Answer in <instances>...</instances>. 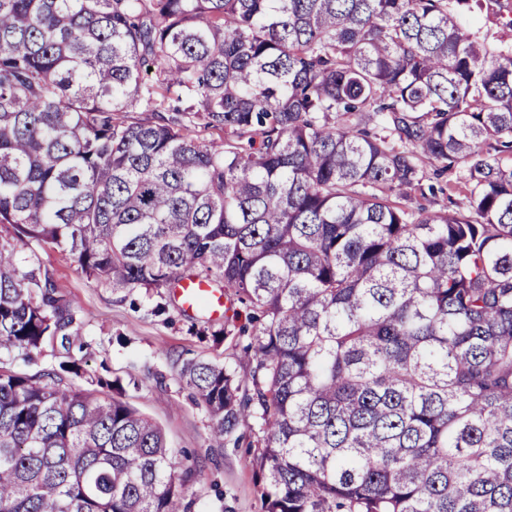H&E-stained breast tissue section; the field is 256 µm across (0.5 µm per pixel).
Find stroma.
Segmentation results:
<instances>
[{
  "instance_id": "35a3bbf8",
  "label": "stroma",
  "mask_w": 512,
  "mask_h": 512,
  "mask_svg": "<svg viewBox=\"0 0 512 512\" xmlns=\"http://www.w3.org/2000/svg\"><path fill=\"white\" fill-rule=\"evenodd\" d=\"M469 22L491 36L505 35L512 20V0H480ZM29 261L47 267L60 294L70 301L81 323L83 348H43L33 352L19 369L28 374L76 361L87 374L119 381L123 398L163 428L176 456L191 454L200 465V480L193 491L200 512H260L262 484L253 465L252 442L256 427L240 428L238 442L210 449V417L179 381L178 356L202 357L223 362L238 374H246L247 361L241 348L247 340L229 337L218 341L215 331L246 324L244 305L229 299L222 314L186 311L173 297H165L164 311H156V297L136 288L120 295L88 278L65 252L34 247Z\"/></svg>"
}]
</instances>
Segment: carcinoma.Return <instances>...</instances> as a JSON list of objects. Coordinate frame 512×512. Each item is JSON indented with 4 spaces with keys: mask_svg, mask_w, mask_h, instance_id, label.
<instances>
[{
    "mask_svg": "<svg viewBox=\"0 0 512 512\" xmlns=\"http://www.w3.org/2000/svg\"><path fill=\"white\" fill-rule=\"evenodd\" d=\"M469 2L0 0V512L196 508L113 384L16 368L81 336L33 244L251 310L244 377L178 375L209 447L258 427L263 512H512V41Z\"/></svg>",
    "mask_w": 512,
    "mask_h": 512,
    "instance_id": "carcinoma-1",
    "label": "carcinoma"
}]
</instances>
